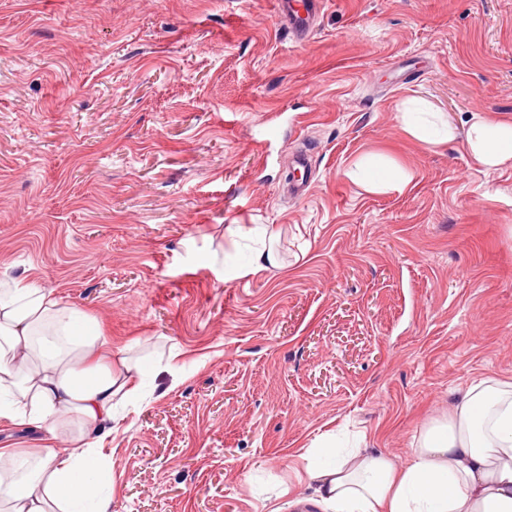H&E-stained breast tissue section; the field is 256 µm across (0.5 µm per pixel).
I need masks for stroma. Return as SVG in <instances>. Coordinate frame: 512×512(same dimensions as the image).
<instances>
[{
    "instance_id": "stroma-1",
    "label": "stroma",
    "mask_w": 512,
    "mask_h": 512,
    "mask_svg": "<svg viewBox=\"0 0 512 512\" xmlns=\"http://www.w3.org/2000/svg\"><path fill=\"white\" fill-rule=\"evenodd\" d=\"M476 109L512 115V0H323L305 43L276 0H0V275L149 376L110 512H317L325 435L402 465L512 380V167L400 122ZM370 153L412 182L350 179ZM260 230L280 265L250 273Z\"/></svg>"
}]
</instances>
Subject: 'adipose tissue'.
I'll use <instances>...</instances> for the list:
<instances>
[{
  "label": "adipose tissue",
  "mask_w": 512,
  "mask_h": 512,
  "mask_svg": "<svg viewBox=\"0 0 512 512\" xmlns=\"http://www.w3.org/2000/svg\"><path fill=\"white\" fill-rule=\"evenodd\" d=\"M403 128L434 146L462 143L480 167H512V116L478 110L463 125L440 127L401 115ZM134 387L112 368V345L82 311L23 278L0 279V419L44 426L47 434L77 421L68 454L33 452V471L0 486V512H108L94 482L112 431L114 407ZM319 443L306 474L333 512H512V382L485 378L462 394L446 422L421 435L403 469L380 453L333 458Z\"/></svg>",
  "instance_id": "obj_1"
}]
</instances>
